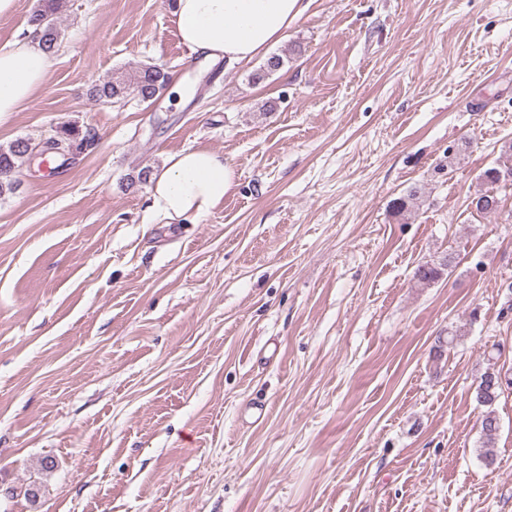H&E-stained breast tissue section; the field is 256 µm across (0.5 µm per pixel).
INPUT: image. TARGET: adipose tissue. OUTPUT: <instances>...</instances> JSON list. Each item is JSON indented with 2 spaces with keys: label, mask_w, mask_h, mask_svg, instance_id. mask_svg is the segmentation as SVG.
Here are the masks:
<instances>
[{
  "label": "adipose tissue",
  "mask_w": 512,
  "mask_h": 512,
  "mask_svg": "<svg viewBox=\"0 0 512 512\" xmlns=\"http://www.w3.org/2000/svg\"><path fill=\"white\" fill-rule=\"evenodd\" d=\"M306 0H174L182 43L201 62L242 64L265 55L303 16ZM49 57L36 37L0 49V125L44 86ZM235 187V171L221 153L187 149L166 157L153 173L149 209L169 221L196 219L221 205Z\"/></svg>",
  "instance_id": "1"
}]
</instances>
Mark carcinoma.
Here are the masks:
<instances>
[{
    "instance_id": "carcinoma-1",
    "label": "carcinoma",
    "mask_w": 512,
    "mask_h": 512,
    "mask_svg": "<svg viewBox=\"0 0 512 512\" xmlns=\"http://www.w3.org/2000/svg\"><path fill=\"white\" fill-rule=\"evenodd\" d=\"M63 0H39L38 7L29 16L28 24L40 33L43 47L49 53L55 52L60 36L57 14L62 8ZM288 61V56L273 54L258 69L247 76L248 83L260 84L276 71L281 69ZM170 75L165 68L159 65H141L132 73L114 74L112 77L99 82L92 87V96L105 104L118 103L130 95H135L140 101L153 100L169 83ZM94 139L79 136L76 130L60 127L54 134L40 142L41 151H62L69 155L80 153L91 146ZM35 143L28 139L18 138L6 146H0V194L16 189L18 181L16 174L24 164L32 161L30 148ZM512 175V143L503 150V161L485 169L480 179L483 183L495 186L501 183V175ZM420 190L414 188L403 197L392 201V209L402 213L417 204ZM475 211L480 214L495 213L500 209L501 199L495 194L485 191L477 194L473 200ZM452 272L451 258H443L437 263H425L419 266L416 272L417 283L429 286L439 280L444 274ZM503 382L500 373L487 371L475 387L476 400L483 406H492L500 395ZM499 430L498 419L492 410L482 415V447L481 457L485 462L493 461L495 439Z\"/></svg>"
}]
</instances>
